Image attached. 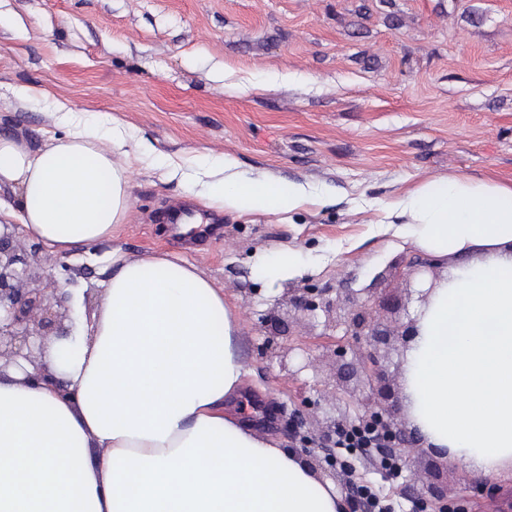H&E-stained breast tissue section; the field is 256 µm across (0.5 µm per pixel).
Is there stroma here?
<instances>
[{"label":"stroma","instance_id":"stroma-1","mask_svg":"<svg viewBox=\"0 0 512 512\" xmlns=\"http://www.w3.org/2000/svg\"><path fill=\"white\" fill-rule=\"evenodd\" d=\"M290 74L271 87L268 73ZM45 94L35 103L17 95ZM95 118L121 120L162 157L234 156L241 171L281 185L327 191L326 204L289 214L194 210L209 234H172L162 215L189 202L183 183L149 161L126 163L130 211L111 238L62 254L98 288L113 254L134 261L168 254L223 292L238 325L251 400L285 408L297 433L317 438L330 418L355 423L376 387H356L358 404L321 403L335 349L358 367L369 348L337 329L275 306L261 259L294 257L307 270L295 288L330 287L392 319L407 295L408 263L422 248L381 231L391 204L421 181L467 177L512 185V0H0V135L42 149L63 133L52 102ZM285 321L286 362L266 357L262 314ZM323 470L344 487L365 482L392 512H416L404 494L410 472L389 478L365 455ZM454 512H500L512 475L492 496L469 490L462 468L441 464Z\"/></svg>","mask_w":512,"mask_h":512}]
</instances>
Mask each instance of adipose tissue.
Masks as SVG:
<instances>
[{
    "mask_svg": "<svg viewBox=\"0 0 512 512\" xmlns=\"http://www.w3.org/2000/svg\"><path fill=\"white\" fill-rule=\"evenodd\" d=\"M62 137L34 151L0 136V217L51 252L108 237L130 210L129 153L155 145L120 120L103 128L55 103ZM204 206L286 214L309 199L247 175L232 157L166 165ZM398 238L432 256H467L416 316L404 395L424 445L469 474L512 468V186L432 179L393 209ZM223 293L165 256L112 258L93 321L43 360L63 398L22 369L0 376V512H346L335 484L281 448L236 405L248 370Z\"/></svg>",
    "mask_w": 512,
    "mask_h": 512,
    "instance_id": "1",
    "label": "adipose tissue"
}]
</instances>
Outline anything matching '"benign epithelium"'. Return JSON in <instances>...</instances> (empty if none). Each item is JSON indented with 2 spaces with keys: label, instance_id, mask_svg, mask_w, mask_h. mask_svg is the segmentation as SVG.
<instances>
[{
  "label": "benign epithelium",
  "instance_id": "7a95c632",
  "mask_svg": "<svg viewBox=\"0 0 512 512\" xmlns=\"http://www.w3.org/2000/svg\"><path fill=\"white\" fill-rule=\"evenodd\" d=\"M44 246L26 234L20 224H5L0 230V373L10 367H19L26 363L32 367V378L45 383L61 397H70V392L50 371L42 360L44 344L49 339L67 340L73 336L75 325L72 294L67 285L72 283L66 277L59 283L52 269L59 266L69 272L64 262H50L44 256ZM330 289L284 288L276 304L286 303L294 309L316 318V311H322L324 330L334 331L346 326L354 336H364L373 346L374 353L369 355L360 373L368 382H381L385 379L379 367L380 346L390 344L395 336L413 335L414 325L399 330L381 327L368 314L355 309H342L336 301L328 298ZM380 400L375 407L360 416V422H378L382 425L381 444L384 450L398 455L401 467L410 465V452L421 445L417 433L406 428L398 419L395 408L389 405L391 392L382 386L379 389ZM336 432V420L325 426L322 441L311 448L303 445L308 457L320 459L327 467L336 469V457L332 451V436ZM413 492L434 509V512H448V490L432 482L413 488Z\"/></svg>",
  "mask_w": 512,
  "mask_h": 512
}]
</instances>
